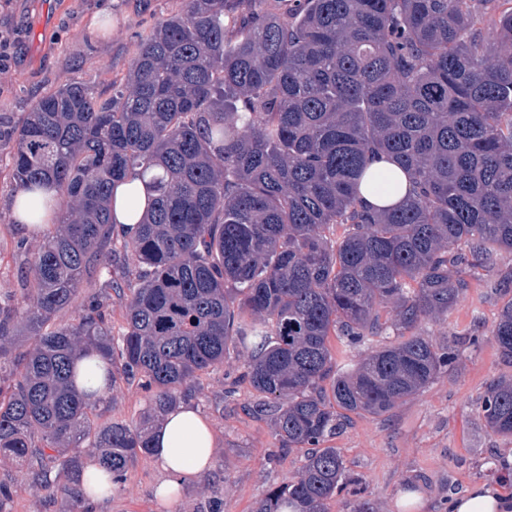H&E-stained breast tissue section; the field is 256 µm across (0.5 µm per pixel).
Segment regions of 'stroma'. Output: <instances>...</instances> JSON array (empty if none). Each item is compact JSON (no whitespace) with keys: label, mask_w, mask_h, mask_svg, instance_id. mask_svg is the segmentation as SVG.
I'll return each instance as SVG.
<instances>
[{"label":"stroma","mask_w":512,"mask_h":512,"mask_svg":"<svg viewBox=\"0 0 512 512\" xmlns=\"http://www.w3.org/2000/svg\"><path fill=\"white\" fill-rule=\"evenodd\" d=\"M182 0H0V35L14 42L0 67V298H19L20 274L27 255L16 243H41L38 235L13 224L10 205L17 190L11 176L8 131L19 128L35 102L65 83L92 89L107 98L123 80L136 56L141 35L180 11ZM112 13V32H95L90 21L101 10ZM496 271L480 272L466 299L446 320L425 324L439 343L458 349L460 357L447 373L382 415H355L330 435L325 445L338 449L359 476L378 512H397L399 492L425 497L421 512H444L449 495L476 481L499 482L500 452L512 448V435L490 430L482 401L490 383L512 376V362L491 341L504 298ZM481 337L471 346L469 337ZM250 362L247 351L229 349L223 365L203 373L190 401L211 424L217 451L209 470L186 476L172 505L160 504L155 488L165 474L155 455L139 456L128 469L125 487L95 502V512H208L212 500L224 512H252L268 490L296 476L302 452L277 456L280 446L270 422L249 411L257 394L234 380ZM149 401L137 386L124 385L98 408V422L132 423ZM0 478L13 480L16 493L9 512H68L64 502H50L30 489L24 471L0 461Z\"/></svg>","instance_id":"1"}]
</instances>
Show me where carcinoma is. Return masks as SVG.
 Wrapping results in <instances>:
<instances>
[{"mask_svg":"<svg viewBox=\"0 0 512 512\" xmlns=\"http://www.w3.org/2000/svg\"><path fill=\"white\" fill-rule=\"evenodd\" d=\"M183 2L140 38L111 97L63 85L12 134L30 210L51 182L67 218L31 252L21 302L0 304V460L92 512L85 442L121 488L153 451L154 414L191 395L237 338L251 352L252 412L306 449L253 512H329L343 491L349 512H377L324 443L350 415L387 413L448 371L458 353L422 324L512 252V6L486 29L477 0H296L284 14L267 0ZM377 157L407 175L406 203L364 200ZM130 173L152 197L135 235L116 241L110 198ZM116 244L138 280L129 295L110 278ZM103 274L105 298L75 304ZM332 335L367 353L339 368ZM491 337L511 358L512 297ZM96 358L107 392L149 393L137 422L96 424L100 401L74 387L77 363L92 371ZM483 413L512 435V378L490 384Z\"/></svg>","mask_w":512,"mask_h":512,"instance_id":"1","label":"carcinoma"}]
</instances>
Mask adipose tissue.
Instances as JSON below:
<instances>
[{"mask_svg":"<svg viewBox=\"0 0 512 512\" xmlns=\"http://www.w3.org/2000/svg\"><path fill=\"white\" fill-rule=\"evenodd\" d=\"M57 190L47 186L41 192L46 205L37 216H30L20 202L26 191H17L11 206V219L30 233L44 234L59 221L53 201ZM146 195L139 177L131 175L118 183L112 198L114 223L134 227L142 219ZM155 455L168 477L159 483L158 496L165 502L175 500L183 476L206 472L215 452V438L207 420L193 407L184 405L167 413L153 435ZM448 512H512V493L487 482L471 484L463 492L450 495Z\"/></svg>","mask_w":512,"mask_h":512,"instance_id":"obj_1","label":"adipose tissue"}]
</instances>
